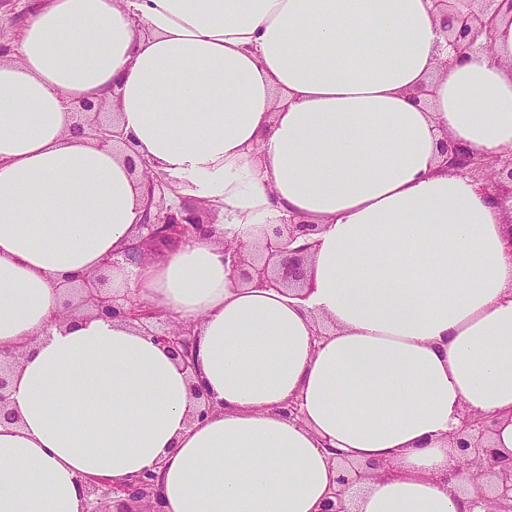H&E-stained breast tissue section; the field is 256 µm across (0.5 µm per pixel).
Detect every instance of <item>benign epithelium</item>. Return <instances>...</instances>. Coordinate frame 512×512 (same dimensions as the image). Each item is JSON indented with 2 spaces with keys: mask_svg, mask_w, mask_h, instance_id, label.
Returning a JSON list of instances; mask_svg holds the SVG:
<instances>
[{
  "mask_svg": "<svg viewBox=\"0 0 512 512\" xmlns=\"http://www.w3.org/2000/svg\"><path fill=\"white\" fill-rule=\"evenodd\" d=\"M466 7L451 5V0H433L440 20V33L451 52L450 59L460 60L473 53L485 52L491 62H497L492 53L493 33L501 15L512 14V0H461ZM80 117V128L99 145L118 142L116 124L102 104L82 101L74 105ZM440 156L447 168L481 182L505 209L512 211V150L495 155L465 151L441 138ZM140 176L146 188L143 218L131 243L123 250L106 257L92 274L66 289L64 310L67 313L96 312L112 319L137 325L168 352L181 360L184 369L193 370L197 337L194 325L179 324L165 318L154 307L141 300L135 292L112 294L108 288L107 272L122 263L134 267L145 265L147 256L161 255L204 229L211 223L203 220L201 202L179 195L166 174L151 169L142 162ZM321 231L318 224H308L290 216L271 228L263 242L252 247L242 241L224 240V262L245 283L289 291L300 287L305 277V266L310 257L311 244L295 245L298 239H307ZM18 354L0 351V423H13L16 416L8 410L11 402L10 376L17 365ZM197 400L193 419L203 421L214 406L200 385L193 386ZM498 420L489 415L465 411L460 425L448 435L450 447L459 451L463 465L456 472L466 474L467 483L475 494V504L486 502L488 512H512V454H502L491 445V437ZM331 459L339 464L336 486L330 488L322 512H349L345 494L349 487L378 464L355 465L345 459L344 453L325 444ZM85 512H163L158 473L143 471L132 481L114 482L104 478L85 480Z\"/></svg>",
  "mask_w": 512,
  "mask_h": 512,
  "instance_id": "1",
  "label": "benign epithelium"
}]
</instances>
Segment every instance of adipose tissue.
<instances>
[{
  "mask_svg": "<svg viewBox=\"0 0 512 512\" xmlns=\"http://www.w3.org/2000/svg\"><path fill=\"white\" fill-rule=\"evenodd\" d=\"M438 27L432 0H43L29 15L19 58L0 61V350L20 356L0 512H84L83 477L152 467L166 512H321L328 444L394 467L355 512H483L448 433L463 410L495 416L512 453V212L440 167L439 140L512 149V21L497 63L446 68ZM81 99L118 115L125 156L78 132ZM130 155L221 207L227 237L291 214L322 227L302 299L235 280L210 233L113 269V291L194 323L202 422L188 372L133 324L46 328L69 278L135 232Z\"/></svg>",
  "mask_w": 512,
  "mask_h": 512,
  "instance_id": "ef3b65f1",
  "label": "adipose tissue"
}]
</instances>
